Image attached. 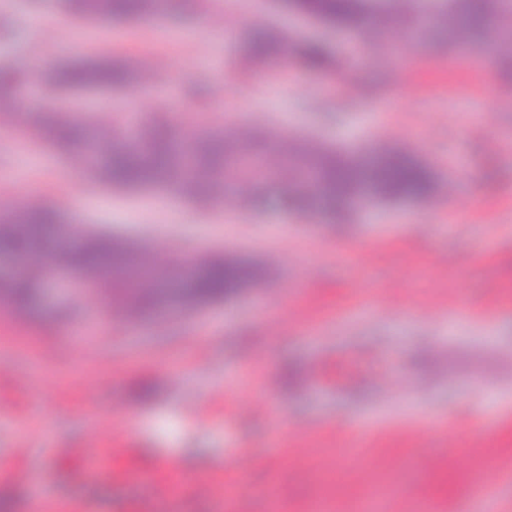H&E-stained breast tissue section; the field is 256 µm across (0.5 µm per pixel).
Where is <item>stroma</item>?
<instances>
[{"label":"stroma","instance_id":"obj_1","mask_svg":"<svg viewBox=\"0 0 512 512\" xmlns=\"http://www.w3.org/2000/svg\"><path fill=\"white\" fill-rule=\"evenodd\" d=\"M292 40L322 42L333 66L286 65L263 78L239 68L257 25ZM0 66L39 68L15 86L18 105L39 108L42 70L62 53L134 59L155 81L119 95L112 131L132 136L131 117L166 103L200 122L243 134L254 124L337 150L381 144L428 163L438 190L423 199L372 201L348 220L275 206L248 213L234 203L198 207L163 188L95 186L70 155L0 125V209L26 186L81 223L111 227L146 247L169 279L197 257L224 252L256 268L260 284L232 304L172 309L160 318L111 310L101 290L46 296L20 314L0 292V512H129L149 494L155 465L176 462L159 512H225L220 494L196 487L231 451L242 457V512H369L370 491L394 485L385 512H512V379L486 384L512 350V76L493 57L436 42L409 43L403 23L390 45L409 66L391 70L381 52L351 58L347 34L326 35L278 13L269 0H173L168 27L152 19L98 21L91 32L53 0H0ZM229 32L226 41L210 36ZM357 360L397 356L406 379L388 400L366 374L342 393L312 390V365L335 375L337 345ZM422 394H415L414 386ZM229 396L190 423L185 407ZM473 448L457 461L462 448ZM129 472L114 481L113 470ZM428 488L430 499L419 496Z\"/></svg>","mask_w":512,"mask_h":512}]
</instances>
